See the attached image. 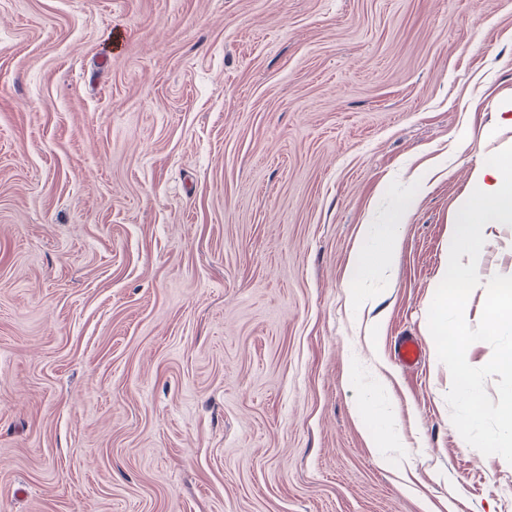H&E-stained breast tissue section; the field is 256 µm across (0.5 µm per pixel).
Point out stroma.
I'll use <instances>...</instances> for the list:
<instances>
[{"instance_id":"35a3bbf8","label":"stroma","mask_w":512,"mask_h":512,"mask_svg":"<svg viewBox=\"0 0 512 512\" xmlns=\"http://www.w3.org/2000/svg\"><path fill=\"white\" fill-rule=\"evenodd\" d=\"M507 99L512 0H0V512H512L428 328ZM403 208L396 216L398 224H363L353 247L347 268L346 280L355 302L364 303L365 288L373 280L382 277L391 264L393 248L398 240L401 224L407 216ZM374 243L373 249L370 245Z\"/></svg>"}]
</instances>
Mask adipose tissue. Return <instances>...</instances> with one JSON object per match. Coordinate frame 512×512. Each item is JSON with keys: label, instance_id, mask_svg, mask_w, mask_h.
I'll list each match as a JSON object with an SVG mask.
<instances>
[{"label": "adipose tissue", "instance_id": "ef3b65f1", "mask_svg": "<svg viewBox=\"0 0 512 512\" xmlns=\"http://www.w3.org/2000/svg\"><path fill=\"white\" fill-rule=\"evenodd\" d=\"M405 218V213L401 212L397 214L395 223L360 226L346 273L355 302H364V291L368 284L382 277L388 270L398 240L399 224Z\"/></svg>", "mask_w": 512, "mask_h": 512}]
</instances>
